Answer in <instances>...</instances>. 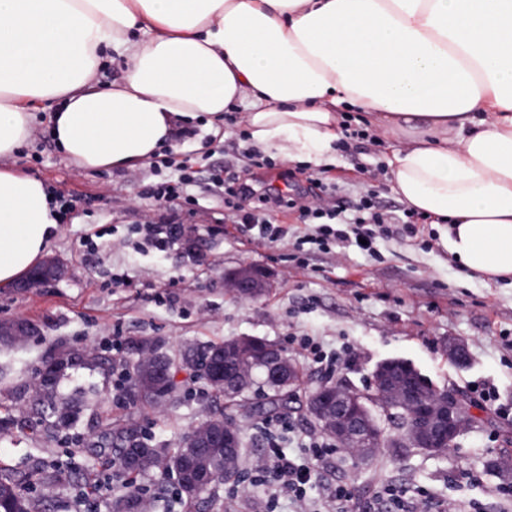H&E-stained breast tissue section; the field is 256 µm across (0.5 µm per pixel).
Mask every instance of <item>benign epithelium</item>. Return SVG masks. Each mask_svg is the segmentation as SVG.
I'll return each mask as SVG.
<instances>
[{
	"instance_id": "7a95c632",
	"label": "benign epithelium",
	"mask_w": 512,
	"mask_h": 512,
	"mask_svg": "<svg viewBox=\"0 0 512 512\" xmlns=\"http://www.w3.org/2000/svg\"><path fill=\"white\" fill-rule=\"evenodd\" d=\"M229 285L239 295L254 299L266 287V274L244 267L229 276ZM226 351H247L258 356L264 368L265 382L276 389H290L295 383L294 364L282 355L279 348L265 338L241 336L224 346V351L192 359V365L215 386L224 391L246 390V379L231 376L220 357ZM173 355L156 352L145 366V384L154 385L172 380ZM400 367L405 371L415 367L400 359L386 360L374 372L375 394L364 395L349 386L320 387L310 398L309 414L314 423L338 443L352 445L366 452L384 442L402 451L437 453L453 447L463 431L474 422L462 399L453 392L431 404L410 392L403 385L387 380L386 370ZM401 402L400 418L393 429L383 428L382 414L374 408H383L389 402ZM144 441L135 435L128 437L125 462L134 469L144 466L149 454L142 448ZM190 447L194 448L191 469L185 473L187 483L195 490L207 489L213 472L234 467L240 448L238 429L227 422L207 420L194 428Z\"/></svg>"
}]
</instances>
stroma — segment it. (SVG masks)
Returning a JSON list of instances; mask_svg holds the SVG:
<instances>
[{"label":"stroma","instance_id":"35a3bbf8","mask_svg":"<svg viewBox=\"0 0 512 512\" xmlns=\"http://www.w3.org/2000/svg\"><path fill=\"white\" fill-rule=\"evenodd\" d=\"M195 136L173 143L176 159L190 160L196 175L184 207L183 229L174 248L159 251L139 245L148 205L140 195L152 182L149 165L128 170H88L69 162L52 141L47 124H38L16 158L18 166L46 185L64 191L75 210L60 226L49 257L64 269L60 280L23 290L0 286V322H25L24 340L0 342V469L31 472L37 462L54 463L69 474L50 487L34 482L29 495H50L53 512H110L112 488L103 479L104 457L90 448L105 424L132 428L153 447L174 446L180 436L217 414L207 384L190 372L178 377L172 402L135 401L120 375L128 371L142 343L158 351L189 356L210 343L240 336L266 338L284 348L302 370L292 389L288 414L276 434L281 450L296 456L317 428L308 399L324 383H347L361 392L372 389L373 372L382 361L410 362L434 385L458 392L478 423L447 451L399 453L379 447L370 459L338 449L316 465L306 497L322 512L336 486L352 496V512L366 506L383 488L402 490L431 512L437 503L460 504L468 512H512V478L491 471L490 459H512V288L465 276L435 242L422 236H381L374 254L353 248L289 257L284 244L256 246L242 226L225 222L224 196L211 182L250 178L241 156L245 126L241 112L224 116L223 140H211L203 122ZM388 141L369 131L337 149L330 176L337 196L352 207L370 171L384 163ZM243 266L264 271L267 285L254 299L239 296L227 276ZM116 273L125 287L112 285ZM308 336L325 350H351V362L333 376L311 366L296 344ZM466 347L467 365L448 353L450 341ZM63 353L72 364L46 399L41 375L49 357ZM496 391L494 405H483L475 386ZM242 434L240 484H220L202 503L185 508L176 502L174 474L158 470L140 478L143 492L154 497L152 512H292L286 497H274L270 480L254 469L268 447L266 415L252 405L230 415ZM86 504L75 507L76 489Z\"/></svg>","mask_w":512,"mask_h":512}]
</instances>
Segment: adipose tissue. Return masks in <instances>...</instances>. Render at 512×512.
Wrapping results in <instances>:
<instances>
[{
	"instance_id": "adipose-tissue-1",
	"label": "adipose tissue",
	"mask_w": 512,
	"mask_h": 512,
	"mask_svg": "<svg viewBox=\"0 0 512 512\" xmlns=\"http://www.w3.org/2000/svg\"><path fill=\"white\" fill-rule=\"evenodd\" d=\"M236 105L250 146L318 166L358 109L461 271L512 282V0H0V285L58 234L13 164L40 118L69 161L134 169Z\"/></svg>"
}]
</instances>
